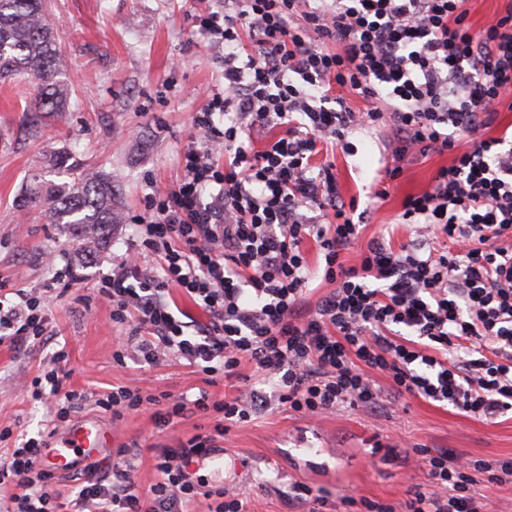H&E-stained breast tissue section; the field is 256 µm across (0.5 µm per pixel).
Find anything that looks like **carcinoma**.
Wrapping results in <instances>:
<instances>
[{
  "label": "carcinoma",
  "mask_w": 512,
  "mask_h": 512,
  "mask_svg": "<svg viewBox=\"0 0 512 512\" xmlns=\"http://www.w3.org/2000/svg\"><path fill=\"white\" fill-rule=\"evenodd\" d=\"M46 12V0H0V80L27 76L37 81L36 93L26 106L37 129L43 115L65 110L68 96L58 50L60 33ZM53 164L73 171V180L53 186L45 196L34 191L23 205H48L52 223L73 231L82 243L78 257L90 263L110 243L112 228L121 223L112 176L80 171L66 153L54 155Z\"/></svg>",
  "instance_id": "1"
}]
</instances>
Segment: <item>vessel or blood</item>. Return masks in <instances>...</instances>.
Listing matches in <instances>:
<instances>
[{
  "mask_svg": "<svg viewBox=\"0 0 512 512\" xmlns=\"http://www.w3.org/2000/svg\"><path fill=\"white\" fill-rule=\"evenodd\" d=\"M81 450L88 468H97L112 452V432L97 419H85L52 435L41 451L43 465L63 471L72 468V450Z\"/></svg>",
  "mask_w": 512,
  "mask_h": 512,
  "instance_id": "vessel-or-blood-1",
  "label": "vessel or blood"
}]
</instances>
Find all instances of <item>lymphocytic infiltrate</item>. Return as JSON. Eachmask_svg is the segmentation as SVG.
I'll list each match as a JSON object with an SVG mask.
<instances>
[{
    "instance_id": "lymphocytic-infiltrate-1",
    "label": "lymphocytic infiltrate",
    "mask_w": 512,
    "mask_h": 512,
    "mask_svg": "<svg viewBox=\"0 0 512 512\" xmlns=\"http://www.w3.org/2000/svg\"><path fill=\"white\" fill-rule=\"evenodd\" d=\"M465 3L233 0L230 13L197 17L224 47V90L193 118L202 139L185 149L178 187L151 194L135 220L133 256L98 293L124 327L114 362L152 367L172 356L232 393L214 401L204 390L193 399L126 386L66 392L68 354L54 351L26 392L57 420L91 401L116 423L150 406L161 429L195 414L211 423L157 449L149 488L124 446L111 472L77 483L65 501L39 462L44 433L22 438L0 461V512H186L200 500L208 512H247L240 492L206 485L191 467L273 402L316 419L340 408L375 412L388 390L482 421L512 414V138L482 134L498 106L512 105V2L477 32ZM349 93L365 108L348 106ZM381 126L393 164L374 199L387 198L404 159L448 152L452 161L403 204L419 243L395 252L376 241L347 266L341 254L371 211L344 198L333 163L312 160L321 146L347 148L350 130ZM311 241L330 285L313 303ZM454 241L466 251L450 253ZM149 256L161 275L145 267ZM174 289L206 322L182 321L168 300ZM48 325L42 293L0 297V344L44 346ZM247 363L252 373H243ZM404 454L427 482L400 503H333L303 482L290 499L308 512H489L477 485L512 481V459Z\"/></svg>"
}]
</instances>
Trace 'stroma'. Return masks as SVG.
I'll return each instance as SVG.
<instances>
[{
    "label": "stroma",
    "mask_w": 512,
    "mask_h": 512,
    "mask_svg": "<svg viewBox=\"0 0 512 512\" xmlns=\"http://www.w3.org/2000/svg\"><path fill=\"white\" fill-rule=\"evenodd\" d=\"M227 0H49L48 19L61 32L66 62L64 83L71 103L66 112L32 132L15 84L0 80V294L14 288L54 289L49 317L55 346L68 362L63 387L78 392L121 385L150 393L171 391L223 399L224 380L205 384L201 374L175 359L141 369L112 360L117 328L112 304L96 288L103 274L136 243L134 218L156 190L175 188L183 176L181 156L190 141L191 119L211 93L224 85V50L200 33L195 18L223 12ZM381 132L349 133V151L324 152L335 165L345 197L372 204L375 184L391 157ZM67 152L80 168L111 174L124 221L112 230L110 245L92 263H82L74 236L51 223L46 208L22 206L34 187L68 181L51 157ZM450 154H428L405 162L388 197L375 209L346 265L359 261L371 240L399 249L415 239L399 224L407 196L427 190ZM43 349L16 350L0 344V428L33 435L53 430L40 403L21 384L41 372ZM196 418L156 429L150 413L126 416L112 429L114 446L134 447L142 487L155 478V448L175 445L196 433ZM428 448L498 460L512 458V418L480 421L449 406L408 397L374 413L339 409L309 420L273 407L224 437L222 470L199 462L192 470L209 485H226L248 498L250 512H290L286 497L294 483L321 488L330 500L366 496L398 502L411 484L424 482L388 460L391 438Z\"/></svg>",
    "instance_id": "obj_1"
}]
</instances>
